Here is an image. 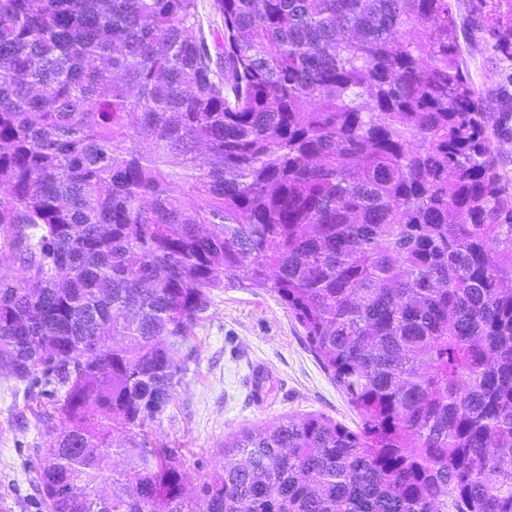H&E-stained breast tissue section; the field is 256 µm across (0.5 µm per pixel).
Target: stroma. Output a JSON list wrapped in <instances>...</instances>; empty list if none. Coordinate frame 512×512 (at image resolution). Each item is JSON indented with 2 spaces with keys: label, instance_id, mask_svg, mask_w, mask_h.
Segmentation results:
<instances>
[{
  "label": "stroma",
  "instance_id": "stroma-1",
  "mask_svg": "<svg viewBox=\"0 0 512 512\" xmlns=\"http://www.w3.org/2000/svg\"><path fill=\"white\" fill-rule=\"evenodd\" d=\"M467 71L488 112L512 95L501 61L480 34L460 37ZM183 370L167 409L147 422L151 446L180 449L196 477L223 464L225 437L245 426L263 427L286 415L318 412L355 427L356 412L308 349L288 310L268 292L227 288L216 292L181 352ZM58 422L39 419L24 383L0 369V507L45 512L27 480V464L53 444Z\"/></svg>",
  "mask_w": 512,
  "mask_h": 512
}]
</instances>
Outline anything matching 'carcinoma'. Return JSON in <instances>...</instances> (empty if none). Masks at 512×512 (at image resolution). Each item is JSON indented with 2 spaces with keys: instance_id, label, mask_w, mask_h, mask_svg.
Instances as JSON below:
<instances>
[{
  "instance_id": "1",
  "label": "carcinoma",
  "mask_w": 512,
  "mask_h": 512,
  "mask_svg": "<svg viewBox=\"0 0 512 512\" xmlns=\"http://www.w3.org/2000/svg\"><path fill=\"white\" fill-rule=\"evenodd\" d=\"M0 0V368L47 512H512V181L451 0ZM512 62V0H471ZM266 290L357 412L146 423L213 294ZM127 466L112 468V456Z\"/></svg>"
}]
</instances>
